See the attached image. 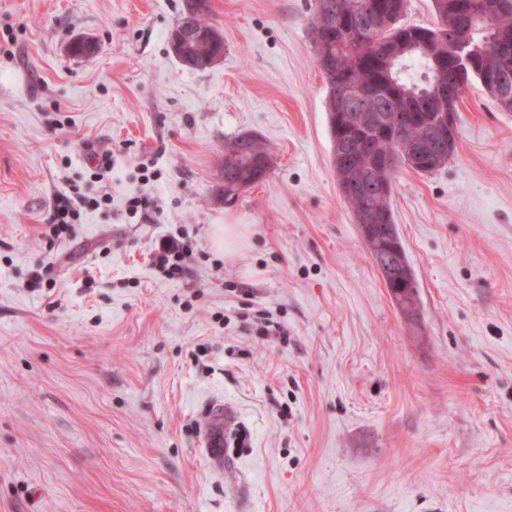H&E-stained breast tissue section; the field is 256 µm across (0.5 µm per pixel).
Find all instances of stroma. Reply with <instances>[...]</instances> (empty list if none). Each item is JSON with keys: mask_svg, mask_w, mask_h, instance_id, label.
Returning <instances> with one entry per match:
<instances>
[{"mask_svg": "<svg viewBox=\"0 0 512 512\" xmlns=\"http://www.w3.org/2000/svg\"><path fill=\"white\" fill-rule=\"evenodd\" d=\"M211 4L200 72L169 48L181 0H0V512H512V112L472 83L454 158L395 174L410 327L336 184L314 0ZM242 133L276 161L228 202ZM107 150L111 205L50 240ZM191 255L190 243L175 237H164L153 254V263L168 279H178L183 274L186 259Z\"/></svg>", "mask_w": 512, "mask_h": 512, "instance_id": "obj_1", "label": "stroma"}]
</instances>
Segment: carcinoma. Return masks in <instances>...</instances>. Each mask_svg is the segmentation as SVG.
Wrapping results in <instances>:
<instances>
[{
	"label": "carcinoma",
	"instance_id": "obj_1",
	"mask_svg": "<svg viewBox=\"0 0 512 512\" xmlns=\"http://www.w3.org/2000/svg\"><path fill=\"white\" fill-rule=\"evenodd\" d=\"M322 8L337 15H352L355 23L345 30L323 33L317 22V14H312L310 38L316 46L318 56L329 63L331 75L338 82H345L355 89L372 85L377 92L373 125L360 129L364 137L375 138V151L380 156L393 160L392 171L406 166L393 138L374 137L378 129H394L397 116L405 111L411 102L428 104L431 99V87L438 79L448 80L454 77L449 71H440L436 66L439 55L448 52L443 45L441 35L452 27L467 38L481 51L480 67L468 70L457 76L461 93H466L472 81L480 83L483 90L496 106L504 112H512V104L504 105V99L489 92L486 76L491 72L512 75V0H476L478 12L474 16L463 13L464 0H432L434 12L438 17L434 27L404 26L401 17L407 9L408 0H315ZM192 15L197 28L213 27L211 0H182L179 21ZM509 36V43L498 41L500 31ZM400 39L408 43V48L396 59L388 58L384 53L387 45ZM396 81L400 88V106L383 79ZM403 143L415 149L422 147L428 137L427 124L401 128ZM238 142L246 148L245 157L249 158L267 151L268 146L257 134H240L226 141V144ZM358 169L365 174V181L359 191L353 195H343L351 210L371 211L376 208L388 212L390 223L380 230L381 250L398 247V256L403 262L402 273L413 283L412 292L399 293L387 287L391 299L396 303L402 316L410 323L418 322L420 316V294L414 270L402 244L399 226L396 224L392 205L393 185L381 195L372 190L378 178V171L365 161L358 163ZM268 173L255 167H246L244 161L229 160L224 164V182L244 179L250 185L266 180Z\"/></svg>",
	"mask_w": 512,
	"mask_h": 512
}]
</instances>
